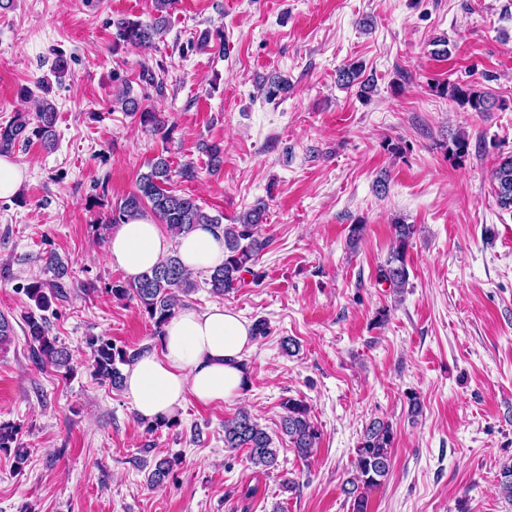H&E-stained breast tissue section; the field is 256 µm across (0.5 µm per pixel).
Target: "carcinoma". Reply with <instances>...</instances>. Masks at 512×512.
I'll use <instances>...</instances> for the list:
<instances>
[{
	"mask_svg": "<svg viewBox=\"0 0 512 512\" xmlns=\"http://www.w3.org/2000/svg\"><path fill=\"white\" fill-rule=\"evenodd\" d=\"M176 0H153L151 21L122 18L114 22L115 44L118 46L145 47L162 35L168 25L170 10ZM363 65L354 62L338 71L340 85L350 87L360 81V95L364 96L375 87L374 78L360 80ZM288 89V81L280 76L270 77L264 85L265 98L272 100ZM438 93L462 106H469L475 112H487L493 106L487 93L478 91L473 85L447 82L437 85ZM126 112H140L141 121L155 131L165 127L159 113L139 110V102L128 95L121 99ZM37 124L30 126L29 120L19 114L9 123L0 126V154H9L20 143L33 138L40 139L50 147L55 141L54 127L57 121L55 105L45 98L35 100ZM172 179L168 160L159 156L150 164V170L137 180L136 187L126 195L112 211V225L127 224L132 220L151 213L159 223L166 226L172 238L185 236L196 227L207 225L224 235V264L211 270L208 284L217 297L231 292L244 282L243 274L259 278L254 271L259 256L267 246L261 238L259 226L266 220L265 205L256 204L247 210L236 224L222 223L223 216L211 215L203 210L195 197L189 194H175L166 188ZM394 235L391 251L378 268V279L400 293L409 282L406 252L414 234V225L399 221L392 224ZM197 288L190 274L184 269L177 251H172L158 265L128 283L112 284V296L118 299L134 300L141 313L154 327L153 335L161 336L164 326L184 306L185 299ZM60 284H46L35 280L26 288L28 298L40 311H47L52 300L59 295ZM27 336L34 358L57 369L70 371L69 353L48 334L46 318L31 312L27 316ZM93 374L102 382L114 388L123 386L121 367L132 365L142 354L141 350L129 351L118 348L108 339L96 337L91 340ZM284 415L281 417V433L288 437V443L304 462L309 461L317 451L320 430L312 421L310 409L302 399L288 398L282 402ZM18 431L9 425L0 424V451L11 454L17 463L27 459L28 450L17 442ZM394 432L391 423L374 419L363 429L355 448L351 463L352 476L347 478L343 491L352 498V512H368V494L387 477L391 468ZM224 447L245 448L252 465L265 470L278 466L279 449L255 418L245 411L224 421ZM178 465L175 458L162 457L155 462L148 474L147 483L158 486L173 473ZM500 493L512 502V463H505L497 475Z\"/></svg>",
	"mask_w": 512,
	"mask_h": 512,
	"instance_id": "carcinoma-1",
	"label": "carcinoma"
}]
</instances>
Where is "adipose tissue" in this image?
<instances>
[{
	"label": "adipose tissue",
	"instance_id": "ef3b65f1",
	"mask_svg": "<svg viewBox=\"0 0 512 512\" xmlns=\"http://www.w3.org/2000/svg\"><path fill=\"white\" fill-rule=\"evenodd\" d=\"M177 251L189 272L224 261V238L211 227L169 240L152 219L116 225L108 238L106 259L134 279ZM252 346L248 323L237 313L212 305L186 307L164 328L159 352L144 354L124 372V391L142 420L170 418L186 398L204 405L240 396L247 370L242 365Z\"/></svg>",
	"mask_w": 512,
	"mask_h": 512
}]
</instances>
